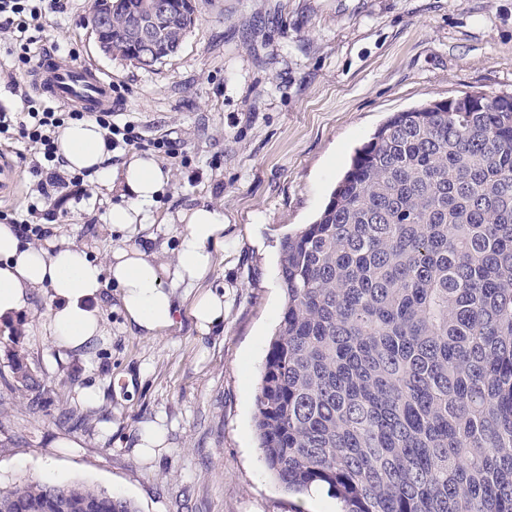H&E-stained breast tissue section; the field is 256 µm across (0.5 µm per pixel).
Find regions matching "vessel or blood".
Segmentation results:
<instances>
[{
	"label": "vessel or blood",
	"instance_id": "obj_1",
	"mask_svg": "<svg viewBox=\"0 0 512 512\" xmlns=\"http://www.w3.org/2000/svg\"><path fill=\"white\" fill-rule=\"evenodd\" d=\"M30 84L51 101L84 112L116 107L112 83L89 66H78L53 53H42L29 75Z\"/></svg>",
	"mask_w": 512,
	"mask_h": 512
}]
</instances>
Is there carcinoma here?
<instances>
[{"mask_svg":"<svg viewBox=\"0 0 512 512\" xmlns=\"http://www.w3.org/2000/svg\"><path fill=\"white\" fill-rule=\"evenodd\" d=\"M112 10V47L140 57ZM157 16V59L191 24ZM287 297L256 394L261 459L338 512H512V94L393 114L316 220L280 243ZM13 387L39 388L13 364ZM0 512H139L84 483L0 488Z\"/></svg>","mask_w":512,"mask_h":512,"instance_id":"obj_1","label":"carcinoma"}]
</instances>
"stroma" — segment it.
<instances>
[{"instance_id": "stroma-1", "label": "stroma", "mask_w": 512, "mask_h": 512, "mask_svg": "<svg viewBox=\"0 0 512 512\" xmlns=\"http://www.w3.org/2000/svg\"><path fill=\"white\" fill-rule=\"evenodd\" d=\"M33 51L74 55L123 86L116 123L182 151L143 227L115 233L111 196L50 212L51 240L97 261L123 243L171 256L178 212L224 213V247L194 287L177 288L176 323L133 335L118 289L99 303L104 334L60 353L43 329L45 293L32 291L0 323V488L80 480L134 501L139 512H337L325 491L295 496L260 459L255 397L285 308L282 238L312 223L366 143L392 113L432 100L512 93V0H192L198 21L180 50L151 68L107 57L89 23L91 0H62ZM224 293V327L201 335L193 298ZM40 383L38 408L12 390V354ZM96 387L98 404H83ZM162 421L155 458L137 455V429Z\"/></svg>"}]
</instances>
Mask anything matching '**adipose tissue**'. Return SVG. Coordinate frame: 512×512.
I'll list each match as a JSON object with an SVG mask.
<instances>
[{
    "label": "adipose tissue",
    "mask_w": 512,
    "mask_h": 512,
    "mask_svg": "<svg viewBox=\"0 0 512 512\" xmlns=\"http://www.w3.org/2000/svg\"><path fill=\"white\" fill-rule=\"evenodd\" d=\"M57 138L66 169L92 170L97 192L119 195L108 216L113 228L129 231L144 223L147 209L170 179L154 158L134 153L121 165L109 164L105 132L91 119L68 122ZM179 220L184 230L174 257L165 263L157 253L138 245L116 247L101 263L64 242L48 249L22 242L11 225L0 224V320L18 316L32 290L44 291L51 301L45 327L54 346L80 350L103 333L94 302L110 283L119 290L130 331L161 336L173 326L179 311L177 287L201 281L224 245L221 210L200 206L180 212Z\"/></svg>",
    "instance_id": "adipose-tissue-1"
}]
</instances>
